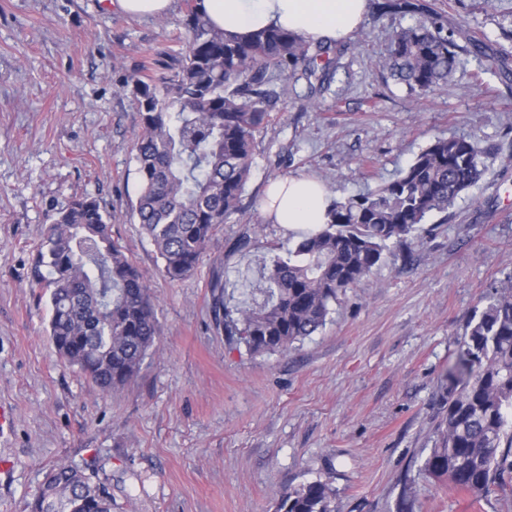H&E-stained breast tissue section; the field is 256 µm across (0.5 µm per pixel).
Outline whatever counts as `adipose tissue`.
<instances>
[{
    "label": "adipose tissue",
    "instance_id": "1",
    "mask_svg": "<svg viewBox=\"0 0 512 512\" xmlns=\"http://www.w3.org/2000/svg\"><path fill=\"white\" fill-rule=\"evenodd\" d=\"M209 22L224 33L246 36L281 27L312 42L347 39L368 12V0H202ZM323 186L308 176L276 179L262 199V213L294 229L327 221Z\"/></svg>",
    "mask_w": 512,
    "mask_h": 512
}]
</instances>
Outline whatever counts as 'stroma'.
<instances>
[{"mask_svg": "<svg viewBox=\"0 0 512 512\" xmlns=\"http://www.w3.org/2000/svg\"><path fill=\"white\" fill-rule=\"evenodd\" d=\"M427 2L484 41L497 68L466 56L447 86L409 93L380 61L411 17L367 14L317 107L305 82L284 81L239 212L173 281L132 214L141 125L120 81L175 70L186 0L158 17L100 0H0V512H21L60 462L105 482L112 512H277L279 490L314 480L340 512H397L405 474L435 445L441 379L467 322L512 279V0ZM451 135L497 146L485 175L388 244L322 330L255 354L217 328L215 279L246 288L292 244L260 210L271 181L307 175L342 200ZM87 194L144 273L161 328L139 374L108 395L57 356L36 270L48 215ZM412 492L414 512H512V486L478 500L444 481Z\"/></svg>", "mask_w": 512, "mask_h": 512, "instance_id": "35a3bbf8", "label": "stroma"}]
</instances>
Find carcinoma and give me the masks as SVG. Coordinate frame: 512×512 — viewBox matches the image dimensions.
<instances>
[{"label":"carcinoma","instance_id":"carcinoma-1","mask_svg":"<svg viewBox=\"0 0 512 512\" xmlns=\"http://www.w3.org/2000/svg\"><path fill=\"white\" fill-rule=\"evenodd\" d=\"M187 2L176 70L156 80L130 73L122 84L141 117L133 216L171 280L190 275L217 226L238 213L256 136L283 94L278 80L301 76L311 100L339 52L279 28L228 38L209 26L201 0ZM371 9L380 17H416L393 34L381 61L411 93L448 84L462 53L482 52L475 38L459 43L422 0H371ZM495 153L468 137H437L394 179L331 202L327 224L299 233L287 256L264 264L237 317L224 313V285L215 283L216 325L256 354L284 351L314 335L331 305L372 273L387 244L406 241L428 215L448 211ZM39 263L48 268V332L57 354L99 393L126 384L160 330L144 275L112 239L98 199H74L49 216ZM444 390L447 409L417 476L444 479L477 498L505 488L512 474V284L475 310ZM24 510L112 512V497L77 467L59 463ZM278 512H338L336 492L321 480L284 488Z\"/></svg>","mask_w":512,"mask_h":512}]
</instances>
